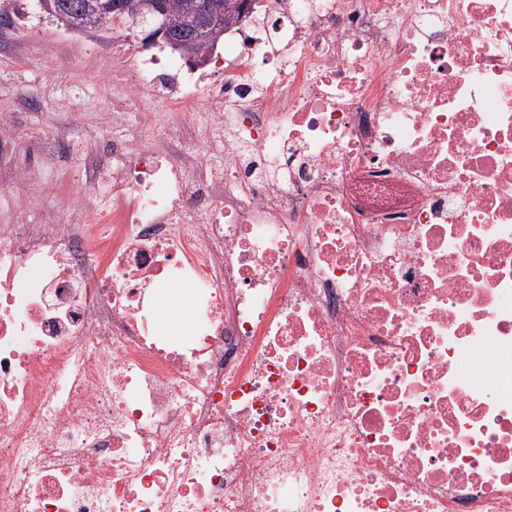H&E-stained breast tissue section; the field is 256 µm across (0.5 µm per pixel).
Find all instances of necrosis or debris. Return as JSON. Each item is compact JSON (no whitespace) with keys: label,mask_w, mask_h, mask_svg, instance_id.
<instances>
[{"label":"necrosis or debris","mask_w":512,"mask_h":512,"mask_svg":"<svg viewBox=\"0 0 512 512\" xmlns=\"http://www.w3.org/2000/svg\"><path fill=\"white\" fill-rule=\"evenodd\" d=\"M253 19L0 224V512H512V0Z\"/></svg>","instance_id":"1"}]
</instances>
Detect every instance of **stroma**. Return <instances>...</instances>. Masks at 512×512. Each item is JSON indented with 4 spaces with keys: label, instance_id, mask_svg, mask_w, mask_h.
Returning a JSON list of instances; mask_svg holds the SVG:
<instances>
[{
    "label": "stroma",
    "instance_id": "obj_1",
    "mask_svg": "<svg viewBox=\"0 0 512 512\" xmlns=\"http://www.w3.org/2000/svg\"><path fill=\"white\" fill-rule=\"evenodd\" d=\"M22 24L0 21V116L13 135L0 140V156L39 181L43 196L31 213L66 198L78 187L87 157L99 137L111 134L103 116L122 99L133 78L127 57L114 53L126 43L124 27L97 33L90 42L69 32L27 0ZM153 124H145V113ZM171 116L156 95L142 94L125 116L121 138L137 149L154 141Z\"/></svg>",
    "mask_w": 512,
    "mask_h": 512
}]
</instances>
